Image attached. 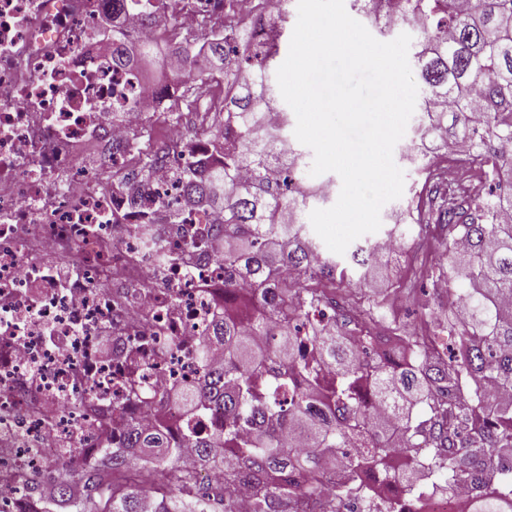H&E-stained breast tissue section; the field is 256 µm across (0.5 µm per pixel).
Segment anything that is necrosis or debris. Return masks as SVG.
<instances>
[{
    "label": "necrosis or debris",
    "instance_id": "necrosis-or-debris-1",
    "mask_svg": "<svg viewBox=\"0 0 512 512\" xmlns=\"http://www.w3.org/2000/svg\"><path fill=\"white\" fill-rule=\"evenodd\" d=\"M286 0H164V21L248 20ZM108 0H0V512H44L72 458L124 452V424H165L200 375L199 344L224 306L215 213L177 209L178 166L213 159L224 115L170 125L149 182L127 147L174 90L112 65ZM118 175L110 190L104 172ZM154 225L156 248L138 227ZM29 481H22V474Z\"/></svg>",
    "mask_w": 512,
    "mask_h": 512
}]
</instances>
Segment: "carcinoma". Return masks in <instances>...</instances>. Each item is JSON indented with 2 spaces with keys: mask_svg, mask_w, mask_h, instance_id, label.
<instances>
[{
  "mask_svg": "<svg viewBox=\"0 0 512 512\" xmlns=\"http://www.w3.org/2000/svg\"><path fill=\"white\" fill-rule=\"evenodd\" d=\"M352 8L386 25L420 17L415 58L425 91L415 137L446 140L489 173L476 184L444 183L424 164L426 194L414 222L387 232L400 240L435 225L448 266L423 275L448 280L436 289L443 317H426V332H414L374 294L361 313L360 349L338 331L317 333L314 316L345 322L353 303L347 294L328 310L323 290L311 284H343L350 269L367 276L387 264L372 261L373 245L354 246L345 262L325 257L301 221L322 197L299 185L303 153L267 125L271 109L288 122L269 80L281 33L252 48L242 31L203 18V47L224 73L193 61L168 73L180 87L170 113L176 122L197 111L198 84L224 82L218 107L234 134L215 145L222 162L179 172L180 203L222 215L211 248L224 255V315L213 320L200 355L222 345L224 364L178 398L193 417L224 413V431L205 434L191 419L183 435L204 467L210 449H224V481L201 484L179 467L166 429L132 421L128 447L152 450L156 466L115 489L125 457L104 447L109 465L82 472L81 497L69 476L58 485L73 512H88L89 503L97 512H147L149 492L157 512H233L242 485L255 492L253 512H344L353 500L362 512H380L374 482L417 501L487 484L495 494L466 498L461 512H512V222L497 221L512 216V157L496 150L512 143V0H352ZM153 59L163 62L155 47H130L112 32L113 65L137 71ZM240 67L253 71L246 82H238ZM240 284L254 290L242 294ZM458 298L467 302L461 321ZM384 325L395 343L380 347L373 330ZM258 336L269 346L257 347ZM481 383L499 393L485 395ZM356 438L369 449L361 460L348 453Z\"/></svg>",
  "mask_w": 512,
  "mask_h": 512,
  "instance_id": "obj_1",
  "label": "carcinoma"
}]
</instances>
